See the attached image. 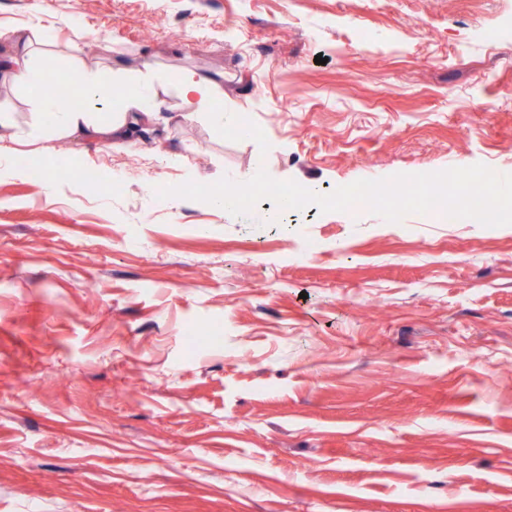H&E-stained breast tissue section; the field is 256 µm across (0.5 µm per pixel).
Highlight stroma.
<instances>
[{
	"label": "stroma",
	"mask_w": 512,
	"mask_h": 512,
	"mask_svg": "<svg viewBox=\"0 0 512 512\" xmlns=\"http://www.w3.org/2000/svg\"><path fill=\"white\" fill-rule=\"evenodd\" d=\"M22 27L57 81L122 61L102 115L193 71L224 120L0 156V512H512V225L155 196L512 172V0H0Z\"/></svg>",
	"instance_id": "1"
}]
</instances>
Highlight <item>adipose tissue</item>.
Instances as JSON below:
<instances>
[{"mask_svg": "<svg viewBox=\"0 0 512 512\" xmlns=\"http://www.w3.org/2000/svg\"><path fill=\"white\" fill-rule=\"evenodd\" d=\"M30 35L16 31L10 52L0 55V84L10 87L34 89L43 78L35 62ZM78 99L63 103L46 97H32L31 102L44 120L32 131L20 132L13 113L0 111V152L34 141L57 139L93 140L121 146L139 129L149 128L158 118L161 106L146 101L139 87H129L124 111L107 120H99L96 104L105 99L110 82L91 68L80 69L77 75ZM182 100L179 120L187 121L199 112H209L222 93L218 83L196 73H184L178 78Z\"/></svg>", "mask_w": 512, "mask_h": 512, "instance_id": "1", "label": "adipose tissue"}]
</instances>
